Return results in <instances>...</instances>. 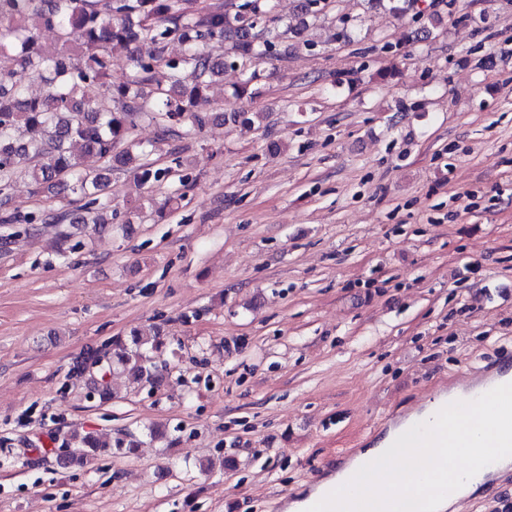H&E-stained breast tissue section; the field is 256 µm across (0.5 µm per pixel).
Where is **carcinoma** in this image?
Returning a JSON list of instances; mask_svg holds the SVG:
<instances>
[{
    "mask_svg": "<svg viewBox=\"0 0 512 512\" xmlns=\"http://www.w3.org/2000/svg\"><path fill=\"white\" fill-rule=\"evenodd\" d=\"M274 0H240L233 9L196 8L193 0H0V205L20 175L49 190L70 192L83 211L82 223L99 233L112 231L118 210L103 197L114 170L133 173L137 188L165 179L168 170L151 161L153 143L134 137L145 115L158 129V141L189 138L224 113H199L194 107L210 95L211 83L230 68L240 75L235 95L259 94L258 65L282 58L279 49L288 30H279ZM54 33L46 45L41 29ZM182 46L173 56L170 45ZM129 50L131 70L112 81L108 47ZM45 86L41 96L25 94L29 80ZM104 166L81 169L86 158ZM59 224L67 214H5L4 223ZM163 346L151 326L117 336L77 356L76 377L91 366L127 373L133 382L157 386L162 374L149 353ZM140 440L126 434L113 444L74 433L64 442L79 452L64 463L83 467L103 448L132 455Z\"/></svg>",
    "mask_w": 512,
    "mask_h": 512,
    "instance_id": "cac0c4a2",
    "label": "carcinoma"
}]
</instances>
